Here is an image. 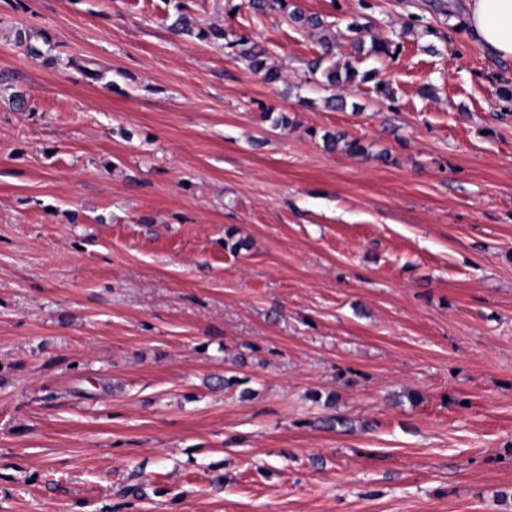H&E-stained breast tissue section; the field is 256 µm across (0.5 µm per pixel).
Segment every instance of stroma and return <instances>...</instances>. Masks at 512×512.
Instances as JSON below:
<instances>
[{"instance_id":"35a3bbf8","label":"stroma","mask_w":512,"mask_h":512,"mask_svg":"<svg viewBox=\"0 0 512 512\" xmlns=\"http://www.w3.org/2000/svg\"><path fill=\"white\" fill-rule=\"evenodd\" d=\"M300 2L0 0V512H512V61ZM227 45L231 48L237 47L238 57H241L250 63V67L255 74H261L267 83H275L279 80V74L276 71L268 69L264 65L263 56L265 51L258 49L252 40L245 36H240L233 41H228ZM322 61L323 58L321 57L309 65V73L313 77L311 80L316 79L319 83L335 87L336 85H344L347 83L355 82L357 78H359V82H373V89L375 92L387 96L390 95L389 87L386 81L379 77V73L377 71L373 70L365 71L362 74H359V72L356 70L350 71L346 69L342 76L340 70L335 66L326 67L321 71V78L323 81H319L317 78H315V76L321 69ZM379 84H382V88H378Z\"/></svg>"}]
</instances>
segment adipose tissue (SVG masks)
Listing matches in <instances>:
<instances>
[{
  "label": "adipose tissue",
  "instance_id": "obj_1",
  "mask_svg": "<svg viewBox=\"0 0 512 512\" xmlns=\"http://www.w3.org/2000/svg\"><path fill=\"white\" fill-rule=\"evenodd\" d=\"M469 32L490 56L512 60V0H464Z\"/></svg>",
  "mask_w": 512,
  "mask_h": 512
}]
</instances>
